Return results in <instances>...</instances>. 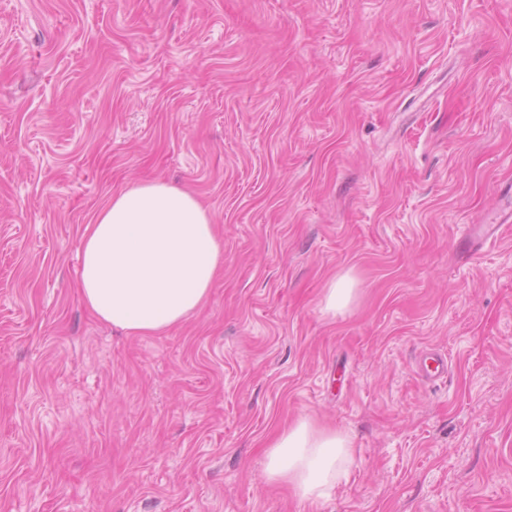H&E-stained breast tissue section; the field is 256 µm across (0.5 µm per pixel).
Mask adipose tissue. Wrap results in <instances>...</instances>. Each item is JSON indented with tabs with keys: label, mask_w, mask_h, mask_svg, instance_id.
Instances as JSON below:
<instances>
[{
	"label": "adipose tissue",
	"mask_w": 512,
	"mask_h": 512,
	"mask_svg": "<svg viewBox=\"0 0 512 512\" xmlns=\"http://www.w3.org/2000/svg\"><path fill=\"white\" fill-rule=\"evenodd\" d=\"M221 243L209 211L163 181L114 193L83 236L80 288L96 316L146 336L182 323L209 296ZM352 452L350 437L293 422L266 451L265 481L285 483L304 501L330 496Z\"/></svg>",
	"instance_id": "ef3b65f1"
}]
</instances>
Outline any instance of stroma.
Returning <instances> with one entry per match:
<instances>
[{
  "label": "stroma",
  "mask_w": 512,
  "mask_h": 512,
  "mask_svg": "<svg viewBox=\"0 0 512 512\" xmlns=\"http://www.w3.org/2000/svg\"><path fill=\"white\" fill-rule=\"evenodd\" d=\"M156 179L224 263L127 335L79 253ZM302 417L314 503L262 477ZM0 512H512V0H0ZM352 281L348 276H343L339 281L333 282L327 289L324 299L323 312L336 316L343 313L352 301L353 288H345V285H351ZM418 374L428 381H437L448 376V356L429 349L419 355ZM267 448L264 480L288 484L302 501H316L329 497L345 473L352 441L346 433L301 418Z\"/></svg>",
  "instance_id": "stroma-1"
}]
</instances>
